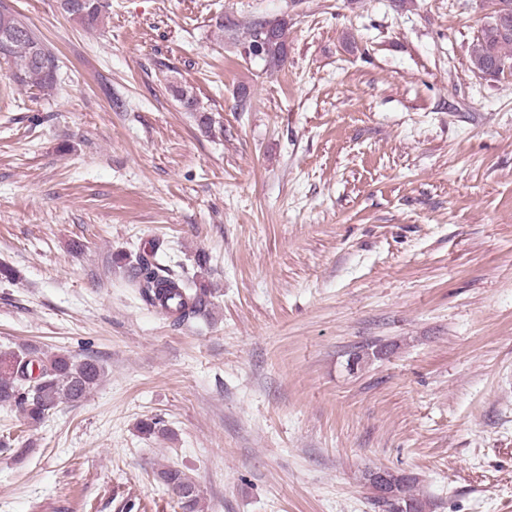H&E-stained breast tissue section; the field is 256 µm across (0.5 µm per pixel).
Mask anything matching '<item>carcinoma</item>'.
I'll return each mask as SVG.
<instances>
[{
	"instance_id": "carcinoma-1",
	"label": "carcinoma",
	"mask_w": 512,
	"mask_h": 512,
	"mask_svg": "<svg viewBox=\"0 0 512 512\" xmlns=\"http://www.w3.org/2000/svg\"><path fill=\"white\" fill-rule=\"evenodd\" d=\"M492 21L473 40L471 62L473 70L483 76L496 77L512 73V0H491ZM62 12L87 29L98 26L108 8L101 0H60ZM25 29L24 36L15 39L0 51V59L13 65L12 79L17 84L40 92H51L60 84L58 59L34 30L6 3H0V32ZM220 39L229 34L233 43L242 47L240 55L250 61L263 62L264 69L281 68L288 55V23L285 19H257L240 36L236 30L217 17L212 24ZM171 95L186 112L197 114L199 125L211 131L213 118L200 105L189 87L172 81ZM167 247L153 239L135 253L127 264V281L148 306L172 318L173 324L188 323L203 315L210 305V290L194 285L187 276L178 274L167 265ZM103 375L99 363L91 358L52 353L38 346H28L18 352L0 351V406L19 409L27 419L44 421L62 403H79L98 385ZM157 477L167 487L178 490V507L182 512H201L200 491L184 471L166 466ZM391 482L401 497L390 502L377 498L386 512H399L397 505L409 507V512H425L426 502L416 494V477L393 473Z\"/></svg>"
}]
</instances>
